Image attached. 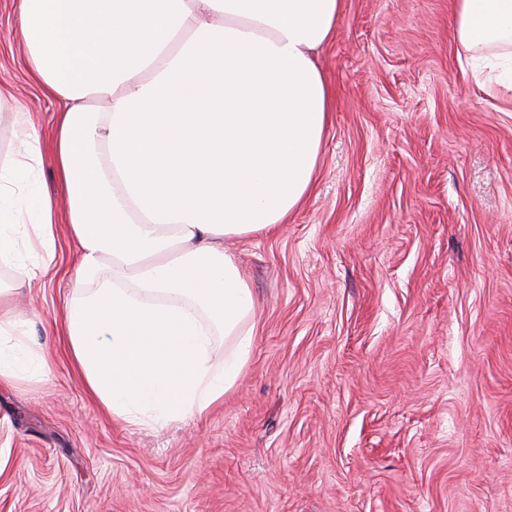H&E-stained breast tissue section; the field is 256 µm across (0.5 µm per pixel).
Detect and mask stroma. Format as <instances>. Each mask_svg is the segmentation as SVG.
<instances>
[{"instance_id": "stroma-1", "label": "stroma", "mask_w": 512, "mask_h": 512, "mask_svg": "<svg viewBox=\"0 0 512 512\" xmlns=\"http://www.w3.org/2000/svg\"><path fill=\"white\" fill-rule=\"evenodd\" d=\"M0 0V140L31 113L61 196L57 104ZM332 106L313 187L227 241L250 359L197 419L134 426L57 334L79 255L13 291L50 375L0 386V512H512V89L474 80L452 0H344L316 53Z\"/></svg>"}]
</instances>
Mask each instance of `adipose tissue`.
Instances as JSON below:
<instances>
[{
  "label": "adipose tissue",
  "instance_id": "1",
  "mask_svg": "<svg viewBox=\"0 0 512 512\" xmlns=\"http://www.w3.org/2000/svg\"><path fill=\"white\" fill-rule=\"evenodd\" d=\"M456 49L512 75V0H453ZM343 0H20L27 62L59 110L68 209L33 184L43 143L12 115L0 154V267L35 285L60 220L79 249L63 334L89 393L123 421L199 418L257 331L227 238L276 229L310 191L331 108L313 53ZM224 338L215 359L214 336ZM50 370L0 291V384Z\"/></svg>",
  "mask_w": 512,
  "mask_h": 512
}]
</instances>
